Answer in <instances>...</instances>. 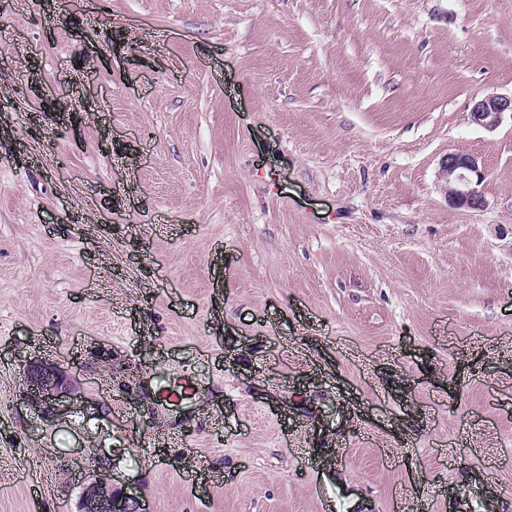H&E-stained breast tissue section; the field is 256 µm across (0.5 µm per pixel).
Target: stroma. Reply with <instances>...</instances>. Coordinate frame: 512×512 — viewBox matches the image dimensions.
<instances>
[{"instance_id": "obj_1", "label": "stroma", "mask_w": 512, "mask_h": 512, "mask_svg": "<svg viewBox=\"0 0 512 512\" xmlns=\"http://www.w3.org/2000/svg\"><path fill=\"white\" fill-rule=\"evenodd\" d=\"M0 26V512H77L100 457L151 512H512V119L469 120L512 94V0ZM450 153L486 168L480 210L440 188ZM34 359L82 405L28 401ZM168 431L191 453L158 467ZM512 118V95H487L474 101L470 121L488 131H494L502 122L504 114Z\"/></svg>"}]
</instances>
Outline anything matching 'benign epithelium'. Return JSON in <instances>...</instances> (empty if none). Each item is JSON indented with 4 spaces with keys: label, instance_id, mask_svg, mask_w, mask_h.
Segmentation results:
<instances>
[{
    "label": "benign epithelium",
    "instance_id": "7a95c632",
    "mask_svg": "<svg viewBox=\"0 0 512 512\" xmlns=\"http://www.w3.org/2000/svg\"><path fill=\"white\" fill-rule=\"evenodd\" d=\"M512 115V95H487L474 101L470 121L488 131L495 130L502 122L504 114ZM486 171L477 158L470 154L450 153L441 162L438 180L448 197L456 206L478 210L483 206L479 186L484 181ZM27 378L29 398L53 411L61 404L72 405L78 402L72 391L67 371L40 360L29 361L24 368ZM98 474L94 483L82 492L79 512H91L96 507L105 512H149L144 498L122 489L112 487L108 460L94 462Z\"/></svg>",
    "mask_w": 512,
    "mask_h": 512
}]
</instances>
